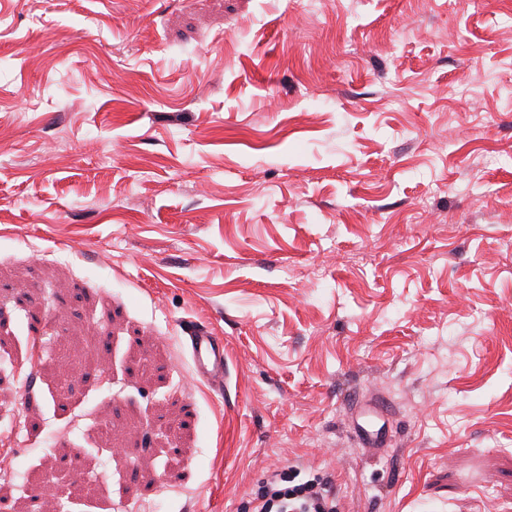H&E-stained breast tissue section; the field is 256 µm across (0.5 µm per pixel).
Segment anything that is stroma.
Returning <instances> with one entry per match:
<instances>
[{
  "instance_id": "35a3bbf8",
  "label": "stroma",
  "mask_w": 512,
  "mask_h": 512,
  "mask_svg": "<svg viewBox=\"0 0 512 512\" xmlns=\"http://www.w3.org/2000/svg\"><path fill=\"white\" fill-rule=\"evenodd\" d=\"M509 238L512 0H0V512H512ZM185 336L193 375L213 388H224V339L204 326H192ZM308 475L300 478L301 474ZM336 492L331 476L291 468L274 471L254 498L252 512H335Z\"/></svg>"
}]
</instances>
